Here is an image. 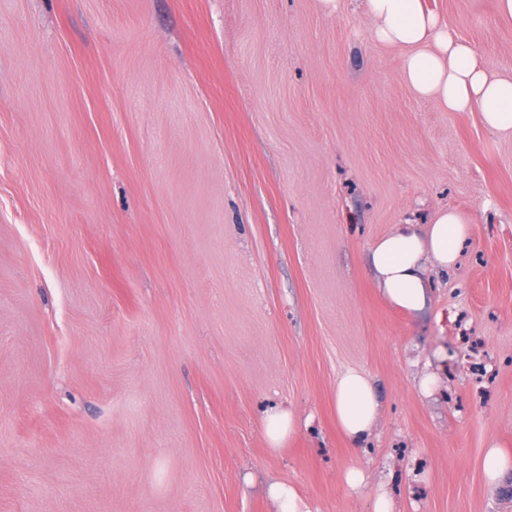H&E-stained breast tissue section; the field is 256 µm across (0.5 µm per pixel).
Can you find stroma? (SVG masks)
I'll return each instance as SVG.
<instances>
[{"instance_id":"1","label":"stroma","mask_w":512,"mask_h":512,"mask_svg":"<svg viewBox=\"0 0 512 512\" xmlns=\"http://www.w3.org/2000/svg\"><path fill=\"white\" fill-rule=\"evenodd\" d=\"M425 4L512 76L496 0ZM401 65L351 0H0V512H512V138ZM442 208L469 242L401 312L367 252ZM336 424L354 448L368 436L379 415L375 385L366 374L348 369L336 378ZM296 428V420L292 413L286 410L276 411L266 419L265 433L270 450L273 452L280 447ZM508 456L496 446L489 448L485 459V476L490 486H497L509 469ZM268 496L275 504L276 512H311L305 498L285 483L271 482L268 485Z\"/></svg>"}]
</instances>
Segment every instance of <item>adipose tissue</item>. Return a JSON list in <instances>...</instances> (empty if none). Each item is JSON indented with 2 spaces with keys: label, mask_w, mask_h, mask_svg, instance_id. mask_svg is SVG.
<instances>
[{
  "label": "adipose tissue",
  "mask_w": 512,
  "mask_h": 512,
  "mask_svg": "<svg viewBox=\"0 0 512 512\" xmlns=\"http://www.w3.org/2000/svg\"><path fill=\"white\" fill-rule=\"evenodd\" d=\"M366 13L380 43L403 49L402 75L416 95L451 112H479L487 128L512 137V77L489 75L424 0H366ZM470 222L467 214L443 209L426 228L404 224L377 240L367 270L383 298L407 313L423 310L430 300L428 267L456 266ZM335 409L344 438L358 446L380 411L372 379L355 369L340 373Z\"/></svg>",
  "instance_id": "ef3b65f1"
}]
</instances>
